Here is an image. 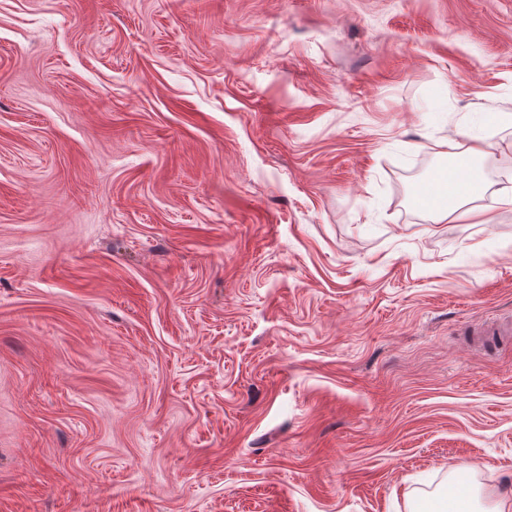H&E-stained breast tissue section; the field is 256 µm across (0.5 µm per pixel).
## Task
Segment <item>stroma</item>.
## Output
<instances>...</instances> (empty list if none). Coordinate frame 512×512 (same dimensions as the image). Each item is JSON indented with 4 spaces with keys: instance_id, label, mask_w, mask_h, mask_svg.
<instances>
[{
    "instance_id": "obj_1",
    "label": "stroma",
    "mask_w": 512,
    "mask_h": 512,
    "mask_svg": "<svg viewBox=\"0 0 512 512\" xmlns=\"http://www.w3.org/2000/svg\"><path fill=\"white\" fill-rule=\"evenodd\" d=\"M505 186L512 0H0V512L512 493ZM465 177L460 180L456 169L448 170V203L432 207L437 223L456 215L457 219L471 224H490L494 216L490 208L474 204L485 192L483 175L474 166L464 168Z\"/></svg>"
}]
</instances>
